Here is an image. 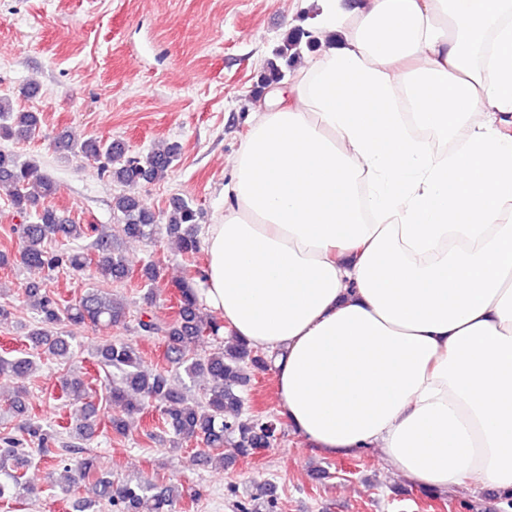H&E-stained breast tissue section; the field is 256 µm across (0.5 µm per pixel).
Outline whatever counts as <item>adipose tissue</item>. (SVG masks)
I'll use <instances>...</instances> for the list:
<instances>
[{
  "mask_svg": "<svg viewBox=\"0 0 512 512\" xmlns=\"http://www.w3.org/2000/svg\"><path fill=\"white\" fill-rule=\"evenodd\" d=\"M317 2L319 48L202 228L199 301L276 352L279 414L316 448L510 496L512 0Z\"/></svg>",
  "mask_w": 512,
  "mask_h": 512,
  "instance_id": "obj_1",
  "label": "adipose tissue"
}]
</instances>
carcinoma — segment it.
Here are the masks:
<instances>
[{
    "label": "carcinoma",
    "mask_w": 512,
    "mask_h": 512,
    "mask_svg": "<svg viewBox=\"0 0 512 512\" xmlns=\"http://www.w3.org/2000/svg\"><path fill=\"white\" fill-rule=\"evenodd\" d=\"M318 48V41L306 29H295L282 37L265 60L257 75L254 92L283 83L288 68L296 57ZM40 132V117L36 112L19 110L0 97V138L33 139ZM63 147L81 153L98 164L100 173L113 182L128 188L114 198L113 210L121 231L128 238L151 239L165 225L168 236L177 240V248L190 261L200 252L197 237L202 213L192 201L172 199L162 213L146 207L135 189L141 185L163 180L180 148L172 144L146 155L131 152L119 141L97 137L78 138L70 133L62 139ZM0 186L9 190L12 209L22 217L20 225V263L41 274L27 283L25 296L36 311L37 319L28 325L26 339L32 351L20 356H0V372L16 376L31 374L36 359L44 356L65 366L76 354V337L62 334L56 327L90 325L96 330L116 326L126 320L127 307L112 297L102 284L129 275L124 256L114 242L101 235L90 246L79 244L88 232L82 224H66L47 200L57 192L56 183L38 173L36 166L21 163L14 154L0 150ZM61 233L75 245L53 249L48 246L52 236ZM71 269L90 271L100 287L62 306L49 289L56 273ZM161 277L160 267L151 263L141 269L140 279L145 295L154 297L155 285ZM139 332L163 339L167 356L184 376L193 383L207 378L211 386L198 399L189 394V387H176L166 371L147 373L140 368V356L134 344L107 341L96 347L94 358L109 369V398L127 416L144 413L146 405L154 406L162 415L171 434L170 445L177 449L183 442L202 441L209 448L230 445L231 455L248 458L269 446L281 431L280 420L271 413L242 418L244 402L236 387L247 380L248 371L263 372L267 362L252 347L230 336L218 348L203 357H190L187 348L204 337H219L221 325L204 316L195 292L193 278L177 284V303L174 318L158 322L153 318L139 319ZM62 393L76 403L88 396V387L78 377L62 379ZM54 430L49 426H29L26 443L10 436L0 437V499L34 493L21 473L28 464L27 445L33 444L49 453ZM71 453L80 455L73 463L63 466L70 483L79 477L90 476L94 458L83 457V449L75 446ZM181 497L173 485L159 486L148 480L114 483L101 477L95 481V497L78 502V512H176ZM238 512H278V502L272 491L262 487L237 504Z\"/></svg>",
    "instance_id": "obj_1"
}]
</instances>
